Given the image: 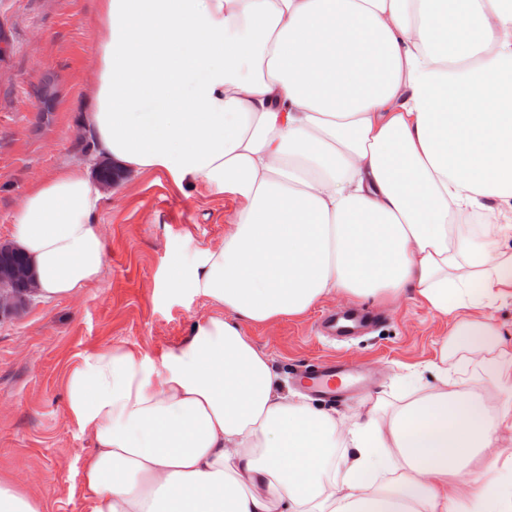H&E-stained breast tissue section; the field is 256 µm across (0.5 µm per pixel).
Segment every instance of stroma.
Segmentation results:
<instances>
[{"label": "stroma", "mask_w": 512, "mask_h": 512, "mask_svg": "<svg viewBox=\"0 0 512 512\" xmlns=\"http://www.w3.org/2000/svg\"><path fill=\"white\" fill-rule=\"evenodd\" d=\"M95 17L96 0H0V245L13 242L10 216L28 188L89 145L80 117L97 79ZM101 191V278L72 297H32L0 318V473L38 494L45 512H86L82 471L93 445L67 415L68 374L110 346L157 362L180 345L214 307L191 289L167 288L171 262L223 245L239 206L202 186L178 189L163 171L125 170ZM346 306L331 296L303 317L248 329L287 394L319 357L363 366L371 384L322 404L344 419L363 398H392L412 372L437 362L449 329L410 292L392 304L362 302L379 320L329 342L317 321Z\"/></svg>", "instance_id": "1"}]
</instances>
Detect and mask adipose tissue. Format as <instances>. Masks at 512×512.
I'll return each instance as SVG.
<instances>
[{"mask_svg": "<svg viewBox=\"0 0 512 512\" xmlns=\"http://www.w3.org/2000/svg\"><path fill=\"white\" fill-rule=\"evenodd\" d=\"M98 21L94 150L11 217L39 295L103 271L99 159L240 206L169 276L217 314L160 363L111 346L67 378L88 512H512L491 461L512 432V0H98ZM409 289L481 391L443 360L344 421L283 395L245 331Z\"/></svg>", "mask_w": 512, "mask_h": 512, "instance_id": "adipose-tissue-1", "label": "adipose tissue"}]
</instances>
